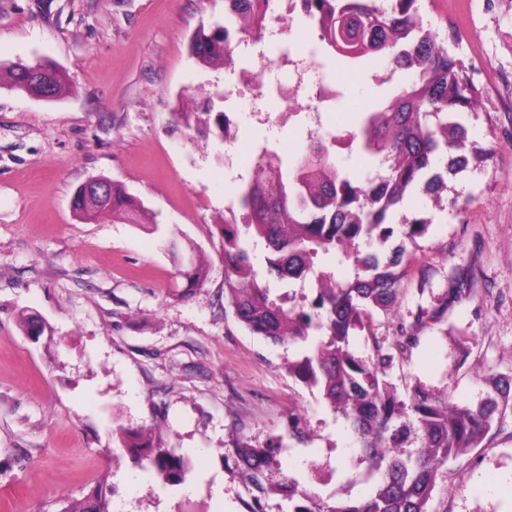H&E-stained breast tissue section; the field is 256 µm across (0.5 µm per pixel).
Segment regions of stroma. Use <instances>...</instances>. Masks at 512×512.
Segmentation results:
<instances>
[{"label": "stroma", "mask_w": 512, "mask_h": 512, "mask_svg": "<svg viewBox=\"0 0 512 512\" xmlns=\"http://www.w3.org/2000/svg\"><path fill=\"white\" fill-rule=\"evenodd\" d=\"M424 24L480 90L469 117L484 165L445 177L440 203L414 193L399 216L431 233L408 246L415 261L397 314L416 345L388 379L401 397L414 384L459 404H477L492 376L512 378V0H422ZM224 21V0H0V63L46 60L70 89L36 100L0 87V500L5 512H60L96 485L111 512H250L233 448L273 444L283 468L322 497L365 488V467L343 419L288 370L296 350L253 334L224 299V264L214 224L238 210L257 147L281 155L301 147L303 115L276 96L248 90L227 103L232 142L187 139L170 123L179 101L223 90L221 69L199 65L188 40ZM324 130L352 126L391 84L381 62L349 72ZM106 177L140 199L143 223L104 216L86 223L71 209L76 189ZM190 239L208 260L202 288L178 299L174 263L161 248ZM469 301H449L441 322L417 323L458 283ZM46 331L33 338L20 313ZM297 419L311 438L290 435ZM159 422L191 474L165 486L134 467L113 430ZM512 474V416L480 448L442 467L430 512H512L489 481Z\"/></svg>", "instance_id": "stroma-1"}]
</instances>
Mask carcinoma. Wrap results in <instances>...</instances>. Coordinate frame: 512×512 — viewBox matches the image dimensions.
<instances>
[{
	"instance_id": "cac0c4a2",
	"label": "carcinoma",
	"mask_w": 512,
	"mask_h": 512,
	"mask_svg": "<svg viewBox=\"0 0 512 512\" xmlns=\"http://www.w3.org/2000/svg\"><path fill=\"white\" fill-rule=\"evenodd\" d=\"M274 0H224L240 39L264 32ZM302 18L318 31L313 57L333 56L348 70L370 59L381 60L412 80L393 87L383 100L358 113L355 124L339 134L309 135L292 158L264 146L251 181L239 193L242 220L226 216L214 224L224 262V298L236 318L252 333L274 344L299 347L290 369L304 384L320 391L331 410L348 423L366 464L365 492L357 498L324 499L290 472L277 468V449L237 444L243 485L253 492L256 508L277 495L288 512H429L438 471L448 459L480 446L495 420L512 413V383L499 381L475 406L453 404L420 388L404 401L387 381L395 359L416 343L400 324L399 339L387 344L375 334V316L394 312L409 263L402 250L389 252L396 235L414 242L429 234L417 217L397 223L393 214L419 190L441 198L446 189L436 166L448 156L446 172L482 163L488 153H461L468 139L465 114L476 111L478 88L462 62L448 49V39L424 26L420 0H307ZM189 52L197 62L221 67L233 62L228 28L200 27ZM29 97L52 99L67 87V76L52 64L15 62L0 70V80ZM224 100V95H217ZM215 99V100H217ZM210 98L201 106L178 105L171 121L186 131L224 140L226 113ZM354 147L377 175L358 181L335 160L336 145ZM76 216L95 221L141 223L142 203L120 184L107 181L103 194L79 187L72 198ZM266 251L267 273L278 281L314 280L315 312L288 294L270 297L251 260V248ZM189 264L178 265L173 287L185 297L202 287L208 266L189 247ZM353 260L354 276L343 278L336 261ZM20 327L39 336L47 325L21 314ZM361 333L370 351L362 356L350 343ZM115 436L133 462L163 483L178 485L190 471L184 455L169 447L161 426ZM61 512H110L104 485L70 502Z\"/></svg>"
}]
</instances>
